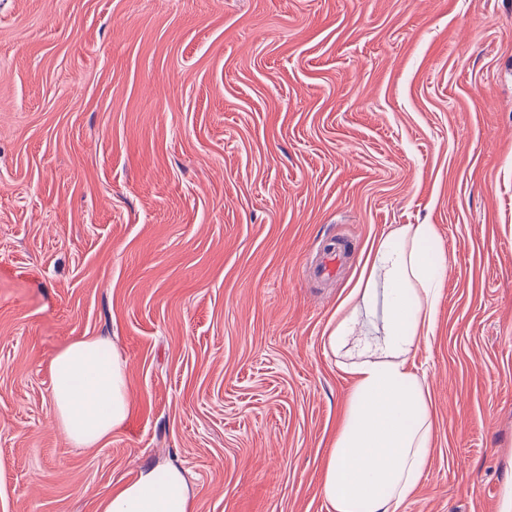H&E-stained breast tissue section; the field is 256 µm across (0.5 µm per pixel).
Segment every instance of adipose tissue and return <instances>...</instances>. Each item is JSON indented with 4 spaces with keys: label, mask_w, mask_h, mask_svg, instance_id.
<instances>
[{
    "label": "adipose tissue",
    "mask_w": 512,
    "mask_h": 512,
    "mask_svg": "<svg viewBox=\"0 0 512 512\" xmlns=\"http://www.w3.org/2000/svg\"><path fill=\"white\" fill-rule=\"evenodd\" d=\"M449 257L431 224H404L371 249L356 288L336 310L324 345L353 387L326 460L329 512H402L422 477L435 423L415 371L433 336ZM52 403L70 442L98 445L131 413L127 361L101 338L71 342L51 362ZM177 466H151L115 488L101 512H188Z\"/></svg>",
    "instance_id": "1"
}]
</instances>
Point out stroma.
Segmentation results:
<instances>
[{"label":"stroma","instance_id":"35a3bbf8","mask_svg":"<svg viewBox=\"0 0 512 512\" xmlns=\"http://www.w3.org/2000/svg\"><path fill=\"white\" fill-rule=\"evenodd\" d=\"M403 224L454 258L404 512H512V0H0V512L157 464L189 512H327L324 338ZM90 337L133 408L76 448L50 361ZM348 244L347 241L340 238L328 243L324 247V255L321 257L320 264L314 267L313 275L319 279L333 277L349 255Z\"/></svg>","mask_w":512,"mask_h":512}]
</instances>
